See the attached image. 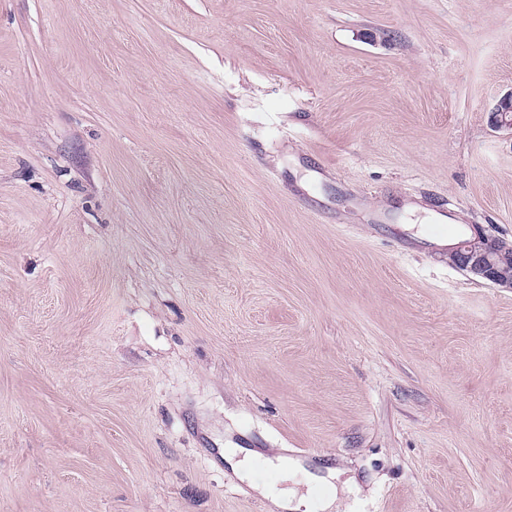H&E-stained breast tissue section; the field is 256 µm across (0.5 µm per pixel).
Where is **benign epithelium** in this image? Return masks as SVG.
<instances>
[{
  "mask_svg": "<svg viewBox=\"0 0 512 512\" xmlns=\"http://www.w3.org/2000/svg\"><path fill=\"white\" fill-rule=\"evenodd\" d=\"M490 122L497 129L512 131V94L501 98L492 108ZM445 260L495 288L512 290V241L476 233L448 249Z\"/></svg>",
  "mask_w": 512,
  "mask_h": 512,
  "instance_id": "1",
  "label": "benign epithelium"
}]
</instances>
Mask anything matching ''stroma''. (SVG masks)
<instances>
[{"label": "stroma", "instance_id": "stroma-1", "mask_svg": "<svg viewBox=\"0 0 512 512\" xmlns=\"http://www.w3.org/2000/svg\"><path fill=\"white\" fill-rule=\"evenodd\" d=\"M512 0H0V512H512ZM490 122L494 128L512 131V93L501 98L492 108ZM448 265L493 287L512 290V241L475 233L448 249ZM316 483L327 484V493L315 494L309 487L306 494H300L291 488L276 484L254 483V488L270 503V510H290V512H326L333 507L339 508L338 496L334 485L324 477L311 475ZM336 504V506H335ZM303 508V509H302ZM303 510V511H300Z\"/></svg>", "mask_w": 512, "mask_h": 512}]
</instances>
